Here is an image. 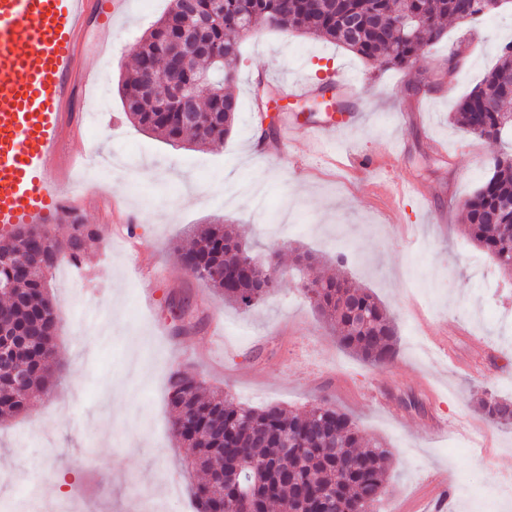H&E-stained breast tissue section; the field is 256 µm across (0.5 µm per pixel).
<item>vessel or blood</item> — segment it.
I'll use <instances>...</instances> for the list:
<instances>
[{
	"label": "vessel or blood",
	"instance_id": "obj_1",
	"mask_svg": "<svg viewBox=\"0 0 512 512\" xmlns=\"http://www.w3.org/2000/svg\"><path fill=\"white\" fill-rule=\"evenodd\" d=\"M89 8V0H0V237L77 212L88 190L63 173L65 158L82 153L83 144L65 138L62 121ZM349 86L345 77L306 80L284 93L301 100L331 92L341 100ZM351 117L347 111L306 127L288 122L276 140L287 148L305 132L329 137Z\"/></svg>",
	"mask_w": 512,
	"mask_h": 512
}]
</instances>
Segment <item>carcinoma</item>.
I'll return each instance as SVG.
<instances>
[{"label": "carcinoma", "instance_id": "cac0c4a2", "mask_svg": "<svg viewBox=\"0 0 512 512\" xmlns=\"http://www.w3.org/2000/svg\"><path fill=\"white\" fill-rule=\"evenodd\" d=\"M473 20L492 13L485 0H467ZM465 3V4H467ZM461 0H223L221 15L205 34L206 49L189 52L171 39L169 22L191 5L211 9V0H170L166 14L138 41L134 68L119 81L118 92L131 123L144 132L177 147L192 136L197 146L224 140L232 130L238 109L234 93L241 55V37L235 21L245 16L263 20L273 29H297L334 42L380 67H404L420 50L441 41L448 19L464 21ZM364 19L356 31L346 28L345 14ZM181 66L173 77L186 85L208 76L213 90L197 100L201 123L181 124L176 105L145 92L147 70L165 68L173 58ZM512 73V42L505 45L496 65L481 84L459 105L455 120L480 139L498 140L502 119L512 114V99L505 96L502 80ZM492 175L465 204L466 234L485 253L497 258L505 274L512 270V154L489 158ZM82 246L63 253L77 265L86 250L101 240L99 231L85 227ZM45 227L29 224L15 236L0 242V278L10 277L8 260L27 243L29 276L16 281L0 311V342L12 347L18 364L25 366L22 381L9 368L0 369V418L18 415L29 399L47 388L55 353L58 311L42 267L39 242ZM253 256L237 232L222 224L197 229L192 245L177 252L181 268L200 261L208 266L235 265L239 255ZM223 294L224 301L245 310L259 306L277 287L270 281L257 288L242 281L224 288L222 279L200 278ZM311 292L313 307L336 332L338 342L363 361L385 366L397 357L398 328L389 310L376 296L346 277L314 276L303 280ZM169 404L175 436L193 449L192 466L201 469L205 481L193 491L194 512H210L220 502L236 512H318L325 500L332 512H359L381 500L391 465V452L380 443L359 450L363 436L349 417L325 398H319L303 414L278 405L245 407L224 399L221 390L202 394L203 381L177 369L170 376ZM199 409L192 430L179 423L185 409ZM492 423L512 425V401L490 396L479 402ZM290 455L288 480L281 481L275 463Z\"/></svg>", "mask_w": 512, "mask_h": 512}]
</instances>
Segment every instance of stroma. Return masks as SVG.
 Segmentation results:
<instances>
[{
    "instance_id": "stroma-1",
    "label": "stroma",
    "mask_w": 512,
    "mask_h": 512,
    "mask_svg": "<svg viewBox=\"0 0 512 512\" xmlns=\"http://www.w3.org/2000/svg\"><path fill=\"white\" fill-rule=\"evenodd\" d=\"M168 5L128 0L111 30L92 16L79 36L78 68L101 74L108 105L91 126L75 97L71 120L82 126L89 156L111 153L121 163L81 210L101 242L81 265L63 260L51 272L61 314L54 385L0 421V512H192L203 474L185 467L190 451L171 431L167 376L178 365L237 404L302 411L316 397L330 399L365 439L392 453L375 512H416L442 476L446 512H512V502L484 504L512 477V428L478 408L493 394L512 398V332L499 322L512 316V278L470 242L461 209L487 178L489 158L512 151V132L488 141L452 121L512 41V0L477 25L447 22V37L401 69L256 24L238 62V120L209 148H173L140 131L117 92L133 46ZM472 32L477 42L449 74L451 52ZM105 42L107 55L98 51ZM261 73L278 86L351 77L360 118L337 129L332 144L304 135L289 153L257 154L254 142L270 133L269 111L257 103L277 100L255 85ZM408 182L430 205L397 195ZM430 208L447 211V223H429ZM215 221L235 225L255 253L280 248L288 267L295 248L313 250L322 275L340 270L373 292L398 325L394 363L373 366L342 348L290 267L248 312L185 274L175 248ZM128 230L150 247V311L138 305V254L121 237ZM172 300L184 303L185 320L170 311ZM217 316L220 346L211 338ZM380 392L389 407L379 405ZM61 477L64 493L53 495Z\"/></svg>"
}]
</instances>
